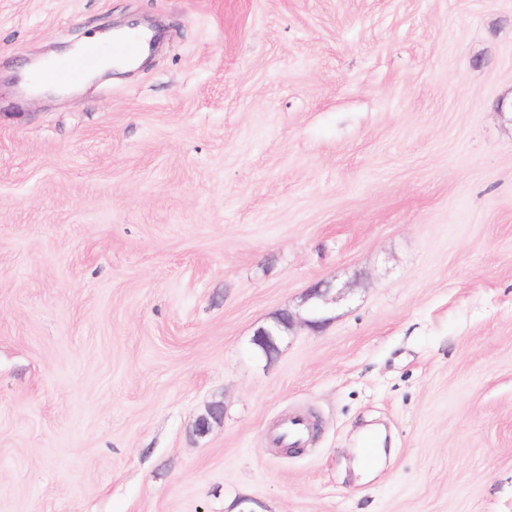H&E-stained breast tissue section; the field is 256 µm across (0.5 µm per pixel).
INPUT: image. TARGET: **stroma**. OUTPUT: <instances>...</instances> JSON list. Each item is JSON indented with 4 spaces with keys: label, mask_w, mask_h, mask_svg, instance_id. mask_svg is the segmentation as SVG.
<instances>
[{
    "label": "stroma",
    "mask_w": 512,
    "mask_h": 512,
    "mask_svg": "<svg viewBox=\"0 0 512 512\" xmlns=\"http://www.w3.org/2000/svg\"><path fill=\"white\" fill-rule=\"evenodd\" d=\"M132 19L0 84V512H512V0H0V74ZM324 287V288H323ZM333 288L330 284L316 283L308 289L304 302H312L308 310V318L303 323L313 331L323 328L329 321L326 305L329 304L328 295ZM288 314V320L284 321L282 315ZM294 325V317L288 312L278 314L273 318V321L266 325L259 327L253 338L252 344L254 348L266 357H271L279 350V341L282 336L288 334V331Z\"/></svg>",
    "instance_id": "35a3bbf8"
}]
</instances>
